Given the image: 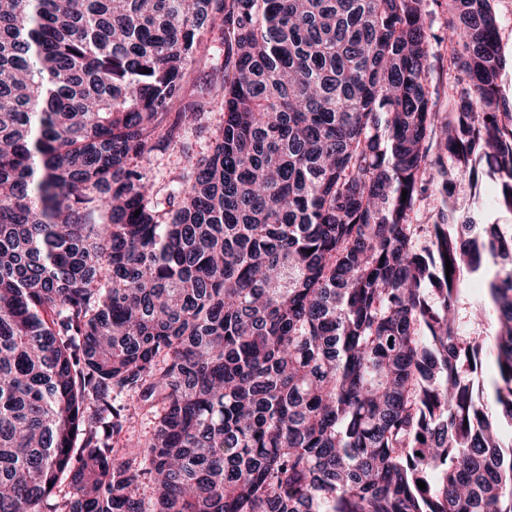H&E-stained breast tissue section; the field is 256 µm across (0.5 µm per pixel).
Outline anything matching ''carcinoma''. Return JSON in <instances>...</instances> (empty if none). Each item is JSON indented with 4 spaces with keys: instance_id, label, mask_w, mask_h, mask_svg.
Returning <instances> with one entry per match:
<instances>
[{
    "instance_id": "cac0c4a2",
    "label": "carcinoma",
    "mask_w": 512,
    "mask_h": 512,
    "mask_svg": "<svg viewBox=\"0 0 512 512\" xmlns=\"http://www.w3.org/2000/svg\"><path fill=\"white\" fill-rule=\"evenodd\" d=\"M427 7L0 0V512H512L508 60L448 0L440 111ZM433 57L431 58V85L438 87L440 94L437 98L438 108L442 112H453L456 102L451 96L449 87L455 82L458 73L448 70V47L438 43L433 45ZM493 189H486L478 194L468 187L467 182L456 190L451 203L458 215L474 217L477 222L503 224L506 231L512 227V214L499 210L493 203Z\"/></svg>"
}]
</instances>
